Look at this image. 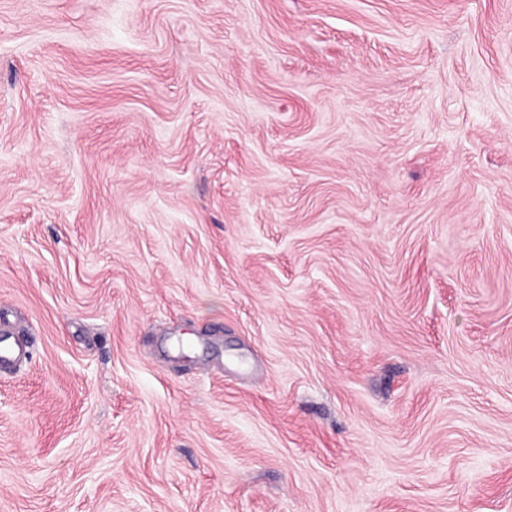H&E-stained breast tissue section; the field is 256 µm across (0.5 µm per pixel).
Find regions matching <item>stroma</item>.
Here are the masks:
<instances>
[{"label": "stroma", "mask_w": 512, "mask_h": 512, "mask_svg": "<svg viewBox=\"0 0 512 512\" xmlns=\"http://www.w3.org/2000/svg\"><path fill=\"white\" fill-rule=\"evenodd\" d=\"M0 512H512V0H0Z\"/></svg>", "instance_id": "obj_1"}]
</instances>
